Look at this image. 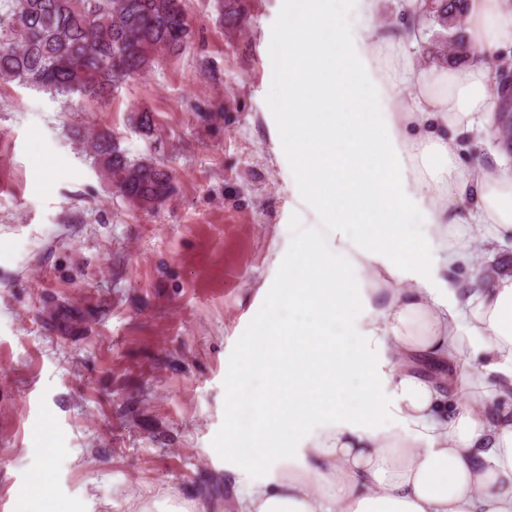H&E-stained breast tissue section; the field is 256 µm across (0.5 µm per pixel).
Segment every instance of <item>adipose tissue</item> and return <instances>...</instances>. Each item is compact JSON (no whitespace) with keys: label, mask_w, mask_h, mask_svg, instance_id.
<instances>
[{"label":"adipose tissue","mask_w":512,"mask_h":512,"mask_svg":"<svg viewBox=\"0 0 512 512\" xmlns=\"http://www.w3.org/2000/svg\"><path fill=\"white\" fill-rule=\"evenodd\" d=\"M341 3L290 0L268 53L294 182L332 238L292 245L225 369L224 472L267 473L237 512H512V403L496 400L512 393V273L457 276L477 239L512 237V173L462 163L454 141L496 126L490 61L512 47V0H469V61L419 71L406 34L349 35ZM401 83L417 90L405 112ZM472 222L480 237L458 233ZM410 355L446 377L397 366Z\"/></svg>","instance_id":"1"}]
</instances>
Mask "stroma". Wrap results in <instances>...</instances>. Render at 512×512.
<instances>
[{
    "label": "stroma",
    "instance_id": "35a3bbf8",
    "mask_svg": "<svg viewBox=\"0 0 512 512\" xmlns=\"http://www.w3.org/2000/svg\"><path fill=\"white\" fill-rule=\"evenodd\" d=\"M190 0L193 44L105 105L0 87V512H234L225 367L323 223L292 189L266 50L289 0ZM152 112L142 133L131 112ZM173 176L153 210L101 182L77 131ZM49 471L41 497L32 476ZM133 512H199L203 511L198 503L187 502L173 496H166L135 505Z\"/></svg>",
    "mask_w": 512,
    "mask_h": 512
}]
</instances>
